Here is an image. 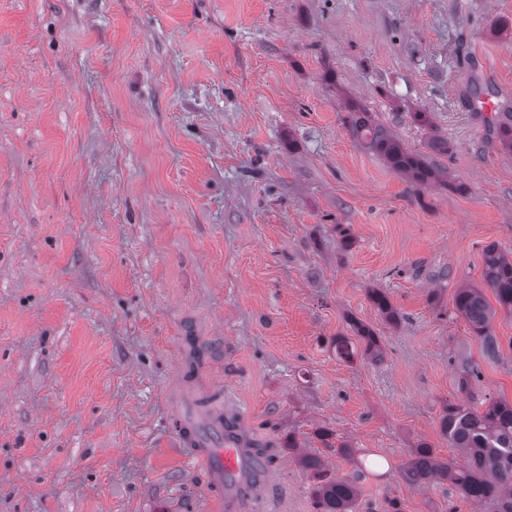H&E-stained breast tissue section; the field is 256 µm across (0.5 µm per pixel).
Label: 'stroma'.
<instances>
[{
    "mask_svg": "<svg viewBox=\"0 0 512 512\" xmlns=\"http://www.w3.org/2000/svg\"><path fill=\"white\" fill-rule=\"evenodd\" d=\"M497 22L512 0H0V512H219L170 425L211 435L206 389L268 452L253 512H319L303 455L359 512H473L398 470L458 458L445 405L512 404V313L489 358L455 308L512 254V152L464 109L512 112ZM351 102L438 182L366 148ZM358 324L382 359L337 357Z\"/></svg>",
    "mask_w": 512,
    "mask_h": 512,
    "instance_id": "1",
    "label": "stroma"
}]
</instances>
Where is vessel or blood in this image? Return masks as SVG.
<instances>
[{"label":"vessel or blood","mask_w":512,"mask_h":512,"mask_svg":"<svg viewBox=\"0 0 512 512\" xmlns=\"http://www.w3.org/2000/svg\"><path fill=\"white\" fill-rule=\"evenodd\" d=\"M171 425L193 462L205 465L213 498L224 505V512H250L255 501L268 498L273 491L270 473L261 467L260 457L250 446L242 419L227 415L223 444H215L182 417Z\"/></svg>","instance_id":"vessel-or-blood-1"}]
</instances>
